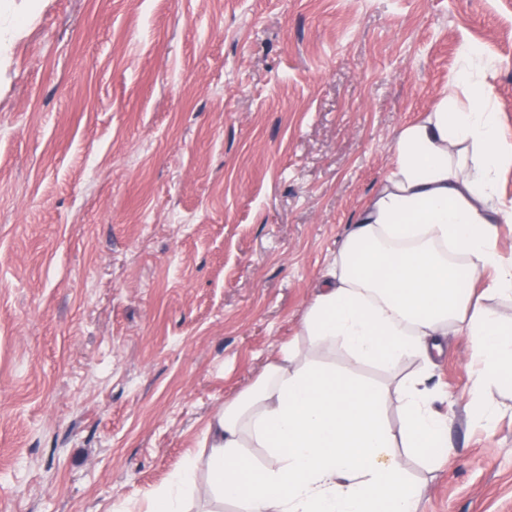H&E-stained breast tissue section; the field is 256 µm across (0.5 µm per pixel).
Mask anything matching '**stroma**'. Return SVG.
I'll return each mask as SVG.
<instances>
[{
    "label": "stroma",
    "mask_w": 512,
    "mask_h": 512,
    "mask_svg": "<svg viewBox=\"0 0 512 512\" xmlns=\"http://www.w3.org/2000/svg\"><path fill=\"white\" fill-rule=\"evenodd\" d=\"M470 43L512 132V0H40L0 46V512H144L296 337L399 131ZM468 337L419 512H512V390L471 420Z\"/></svg>",
    "instance_id": "obj_1"
}]
</instances>
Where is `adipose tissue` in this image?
I'll return each instance as SVG.
<instances>
[{"label":"adipose tissue","instance_id":"1","mask_svg":"<svg viewBox=\"0 0 512 512\" xmlns=\"http://www.w3.org/2000/svg\"><path fill=\"white\" fill-rule=\"evenodd\" d=\"M498 62L460 51L468 91L442 95L393 144L384 185L351 221L300 322L315 349L341 347L352 362L384 367L441 355L455 330L468 336V408L492 424L493 389L512 384V324L494 303L512 299V259L496 248L501 175L512 169V133L492 98ZM403 418L394 436L386 405ZM417 377L387 390L315 364L282 345L249 390L208 422L202 457H187L150 495L149 512H190L202 497L239 512H417L396 438L415 450L447 448L449 417ZM264 449L260 461L247 451ZM205 484L197 482L198 466Z\"/></svg>","mask_w":512,"mask_h":512}]
</instances>
